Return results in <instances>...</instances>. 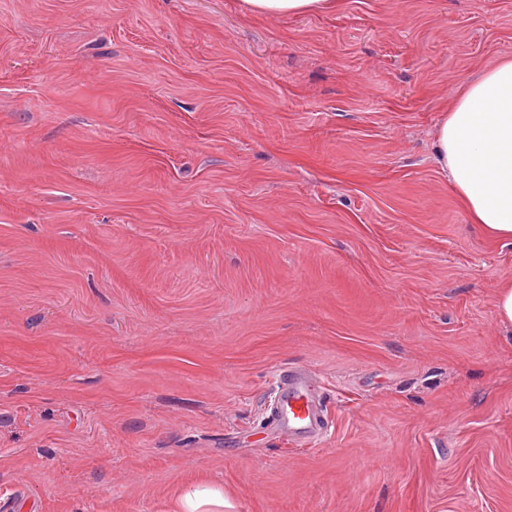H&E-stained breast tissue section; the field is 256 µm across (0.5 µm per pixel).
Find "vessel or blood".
<instances>
[{
  "mask_svg": "<svg viewBox=\"0 0 512 512\" xmlns=\"http://www.w3.org/2000/svg\"><path fill=\"white\" fill-rule=\"evenodd\" d=\"M315 376L306 367L281 371L271 423L288 442L305 445L323 430L322 407L314 395Z\"/></svg>",
  "mask_w": 512,
  "mask_h": 512,
  "instance_id": "vessel-or-blood-1",
  "label": "vessel or blood"
}]
</instances>
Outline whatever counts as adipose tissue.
<instances>
[{"label": "adipose tissue", "instance_id": "adipose-tissue-1", "mask_svg": "<svg viewBox=\"0 0 512 512\" xmlns=\"http://www.w3.org/2000/svg\"><path fill=\"white\" fill-rule=\"evenodd\" d=\"M251 16L333 13L340 0H242ZM435 161L472 223L486 236L512 242V58L466 84L434 130ZM222 486L181 488L173 512H224Z\"/></svg>", "mask_w": 512, "mask_h": 512}]
</instances>
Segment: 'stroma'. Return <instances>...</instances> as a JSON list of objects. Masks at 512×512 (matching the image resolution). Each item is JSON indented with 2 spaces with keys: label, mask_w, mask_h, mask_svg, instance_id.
Wrapping results in <instances>:
<instances>
[{
  "label": "stroma",
  "mask_w": 512,
  "mask_h": 512,
  "mask_svg": "<svg viewBox=\"0 0 512 512\" xmlns=\"http://www.w3.org/2000/svg\"><path fill=\"white\" fill-rule=\"evenodd\" d=\"M504 57L512 0H0V512H512V243L433 159ZM341 0H242L247 15L267 17L272 15L299 16L314 13H335ZM495 309L498 320L512 326V280L503 283L498 289ZM313 372L306 367L281 371L278 400L270 415L271 425L285 440L300 446L323 431L321 402L314 395ZM224 506L230 507L223 486L198 483L178 491L172 512H223Z\"/></svg>",
  "instance_id": "obj_1"
}]
</instances>
